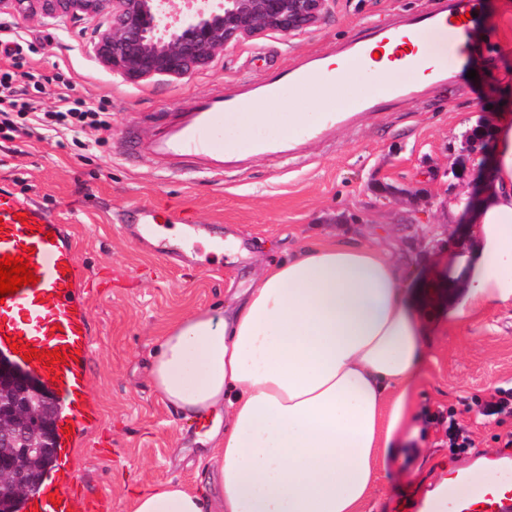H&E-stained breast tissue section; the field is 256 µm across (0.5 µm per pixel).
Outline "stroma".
Segmentation results:
<instances>
[{
    "label": "stroma",
    "mask_w": 512,
    "mask_h": 512,
    "mask_svg": "<svg viewBox=\"0 0 512 512\" xmlns=\"http://www.w3.org/2000/svg\"><path fill=\"white\" fill-rule=\"evenodd\" d=\"M436 2L330 0L323 18L302 32H265L228 45L190 75L139 81L112 72L96 55L102 19L0 13V23L22 37L26 66L72 82L88 103L112 113L113 137L104 144L90 129L0 139V184L43 204L75 235L94 329L89 396L99 420L81 446L61 445L50 477L73 474L71 488L100 501V512H130V489L146 482L192 487L209 480L199 466L204 426L181 419L150 382L158 336L175 316L223 313L288 249L335 238L373 240L422 267V298L439 318L426 339L406 425L364 512H407L406 502L421 499L448 468L507 455L512 416H484L479 404L497 389H512V305L448 319L458 294L449 257L470 245L471 228L465 213L447 225L442 202L457 191L468 205L477 203L472 179L492 149H472L469 138L474 129L491 130L496 113H512V0H470L476 18L466 46L447 58L458 73L455 86L364 113L338 127L331 141L235 154L220 178L171 171L167 160L149 154L127 157L115 142L127 130L152 139L195 97L257 84L272 70ZM140 205L153 207L167 227H182L181 238L143 235L133 214ZM228 238L235 253L215 251V241ZM448 409L467 428L470 448L450 447L444 426L424 419V411Z\"/></svg>",
    "instance_id": "1"
}]
</instances>
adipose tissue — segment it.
Returning a JSON list of instances; mask_svg holds the SVG:
<instances>
[{"instance_id": "1", "label": "adipose tissue", "mask_w": 512, "mask_h": 512, "mask_svg": "<svg viewBox=\"0 0 512 512\" xmlns=\"http://www.w3.org/2000/svg\"><path fill=\"white\" fill-rule=\"evenodd\" d=\"M348 73L325 59L307 84L317 111L335 108ZM310 118L278 97L240 113L231 135L290 136ZM483 179L473 246L452 261L455 318L512 304V118L499 120ZM419 282L376 242H309L267 264L223 317L171 319L150 381L184 419L215 417L200 460L215 481L135 488L131 512H363L424 357Z\"/></svg>"}]
</instances>
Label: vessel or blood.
<instances>
[{
  "mask_svg": "<svg viewBox=\"0 0 512 512\" xmlns=\"http://www.w3.org/2000/svg\"><path fill=\"white\" fill-rule=\"evenodd\" d=\"M457 10L446 0L438 10L407 15L398 28L381 27L348 43L342 51L347 67L368 65L374 52L388 49V62L401 72L412 69V55L425 34L454 29ZM318 58L308 59L270 76L263 84L265 95H276L281 86L305 85L317 69ZM414 81H395L381 94L352 104V111H364L386 102L415 95ZM242 100L221 91L195 99L185 119L161 139L149 143L154 154L173 164L205 161L210 175L224 173V115L241 108ZM28 255L37 283L22 286L0 303V353L38 378L55 374L49 388L69 409V426L78 428L96 421L89 402V375L86 368L91 349V327L84 298L76 250L64 225L51 221L33 199H21L8 188H0V257ZM22 341L46 351L64 348L67 362L43 368L41 362L24 361L12 352V343ZM74 494L69 484L58 487L56 499L47 493L37 497L38 512H71ZM412 512H512V467L504 466L500 480L483 484L473 473L451 469L443 477L438 498L416 503Z\"/></svg>",
  "mask_w": 512,
  "mask_h": 512,
  "instance_id": "obj_1",
  "label": "vessel or blood"
}]
</instances>
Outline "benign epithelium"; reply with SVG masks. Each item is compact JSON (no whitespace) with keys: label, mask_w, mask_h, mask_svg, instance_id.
Returning a JSON list of instances; mask_svg holds the SVG:
<instances>
[{"label":"benign epithelium","mask_w":512,"mask_h":512,"mask_svg":"<svg viewBox=\"0 0 512 512\" xmlns=\"http://www.w3.org/2000/svg\"><path fill=\"white\" fill-rule=\"evenodd\" d=\"M0 0L18 16L105 15L97 56L129 80L183 77L211 61L224 46L264 32L290 35L316 24L329 0ZM50 410L27 375L0 366V512L51 465L56 444L44 435Z\"/></svg>","instance_id":"obj_1"}]
</instances>
